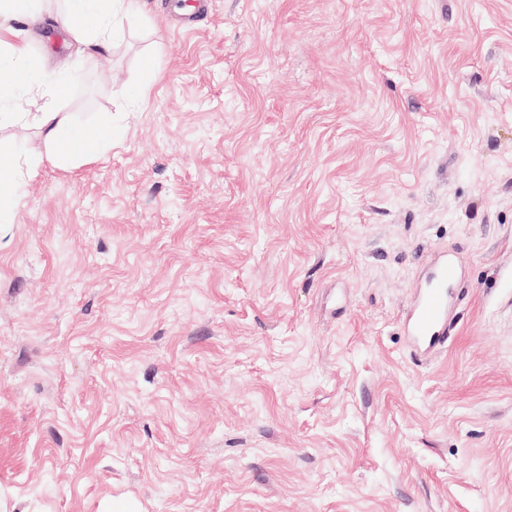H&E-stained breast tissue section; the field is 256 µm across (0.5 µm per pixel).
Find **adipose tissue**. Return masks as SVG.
I'll list each match as a JSON object with an SVG mask.
<instances>
[{
	"instance_id": "1",
	"label": "adipose tissue",
	"mask_w": 512,
	"mask_h": 512,
	"mask_svg": "<svg viewBox=\"0 0 512 512\" xmlns=\"http://www.w3.org/2000/svg\"><path fill=\"white\" fill-rule=\"evenodd\" d=\"M129 6L130 0H64L57 20L81 46L107 49L120 31ZM0 71L7 75L0 82V126H35L43 137L47 157L61 165H76L89 152L111 148L117 134L111 117L83 125L58 109L54 100L60 94V85L45 86L39 71L27 64L25 43L1 32ZM19 90L33 92L30 111H8Z\"/></svg>"
}]
</instances>
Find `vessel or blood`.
<instances>
[{"instance_id": "1", "label": "vessel or blood", "mask_w": 512, "mask_h": 512, "mask_svg": "<svg viewBox=\"0 0 512 512\" xmlns=\"http://www.w3.org/2000/svg\"><path fill=\"white\" fill-rule=\"evenodd\" d=\"M457 262L452 255L436 256L427 282L410 304L405 325L414 356L425 359L446 347L448 315L457 294Z\"/></svg>"}]
</instances>
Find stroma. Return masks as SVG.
<instances>
[{
    "mask_svg": "<svg viewBox=\"0 0 512 512\" xmlns=\"http://www.w3.org/2000/svg\"><path fill=\"white\" fill-rule=\"evenodd\" d=\"M167 2L14 24L122 137L0 229V512H512V0ZM56 21L83 47L108 49L123 24L130 0H64ZM457 262L452 255L436 256L427 282L410 304L405 332L414 357L428 358L448 344V315L457 295Z\"/></svg>",
    "mask_w": 512,
    "mask_h": 512,
    "instance_id": "35a3bbf8",
    "label": "stroma"
}]
</instances>
